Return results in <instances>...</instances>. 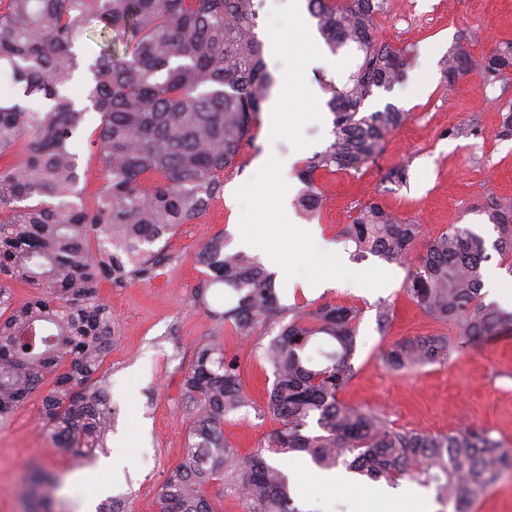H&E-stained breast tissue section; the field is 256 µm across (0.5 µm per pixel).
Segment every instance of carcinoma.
I'll use <instances>...</instances> for the list:
<instances>
[{"mask_svg": "<svg viewBox=\"0 0 512 512\" xmlns=\"http://www.w3.org/2000/svg\"><path fill=\"white\" fill-rule=\"evenodd\" d=\"M385 4L309 0L325 44L354 52L357 66L340 83L324 81L333 140L297 172L296 203L308 215L324 204L318 174L376 161L408 119L390 104L364 109L376 90L405 74L406 54L376 37L375 15ZM257 18L255 0H0V77L18 89L0 99V416L52 375L40 409L45 427L81 456L105 447L111 409L100 371L117 323L99 290L105 282L121 288L153 279L165 254L152 246L202 215L239 168L273 82ZM86 33L98 37V51L81 59L76 49ZM444 64L450 89L468 75L494 84L512 70V42L477 57L459 44ZM94 116L88 145L103 185L88 208L79 188L82 137ZM478 208L497 233L494 249L511 257L512 198L489 196ZM339 238L360 259H414L408 296L432 320L455 325L464 343L512 331V312L484 302L483 263L491 255L471 230L454 227L423 241L419 225L369 202ZM199 259L211 275L196 300L207 303L212 286L228 290L215 320L242 337L278 330L264 347L274 382L260 407L237 355L217 337L197 347L181 383L192 441L156 493L160 512H215L208 492L215 480L240 512H300L287 475L266 452L392 486L403 479L432 485L453 512H473L512 470V448L490 429H401L338 400L355 373L357 307L282 303L258 258L226 249L221 235L203 242ZM11 282L35 295L13 307ZM450 355L448 338L432 336L396 343L381 360L409 373ZM250 409L277 427L244 455L223 428ZM57 488V479H39L34 512H55Z\"/></svg>", "mask_w": 512, "mask_h": 512, "instance_id": "cac0c4a2", "label": "carcinoma"}]
</instances>
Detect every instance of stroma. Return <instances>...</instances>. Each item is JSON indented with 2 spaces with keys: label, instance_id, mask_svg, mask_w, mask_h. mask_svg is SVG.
I'll use <instances>...</instances> for the list:
<instances>
[{
  "label": "stroma",
  "instance_id": "1",
  "mask_svg": "<svg viewBox=\"0 0 512 512\" xmlns=\"http://www.w3.org/2000/svg\"><path fill=\"white\" fill-rule=\"evenodd\" d=\"M375 24L383 42L414 48L415 55L404 80L378 90L365 108L375 111L390 104L408 112L409 118L387 137L375 162L356 172L338 171L319 179L326 202L320 216L310 221L347 256L352 249L339 241L338 232L349 223L356 205L371 200L419 225L424 236L456 225L493 243L496 233L476 206L490 195L512 196V139L499 134V112L512 102V85H485L469 76L451 92L441 62L460 42L478 55L495 43L512 41V0H386ZM356 65L348 50H323L307 71L310 88L318 96L316 110L291 101L281 131L271 134L264 124H257L240 155L238 172L224 182L223 194L198 219L179 226L168 241V260L158 276L122 288L106 283L100 290L119 330L103 366L112 410L106 451L118 457L122 472L112 494L128 500L134 512H156V491L182 456L189 420L180 387L200 344L217 337L238 354L245 386L257 402H264L272 387L273 370L262 357L270 334L259 330L245 342L230 325L213 320L210 312L221 308L222 289H211L206 305L195 302L206 279L197 254L212 235L224 236L230 248H238L240 216L266 210V195L252 186L258 157L273 160L290 154L303 160L331 143L333 115L322 82L342 80ZM456 128L471 129L472 134L453 137ZM402 165L410 172L404 187L387 179L390 170ZM270 179L288 201L290 221L257 224L253 231L260 239L273 236V248L284 252L296 227L308 221L295 204L302 185L292 168L271 169ZM368 268L389 272V280L380 287H358L354 272ZM410 268L407 262L369 256L337 272L330 287L305 295L279 275L275 288L287 305L329 301L361 309L356 372L339 393L341 402L379 409L394 427L432 434L475 424L491 429L512 448V334L469 346L448 363L411 373L395 374L383 367L380 355L395 342L437 335L454 343L459 340L455 326L435 322L408 297ZM382 301L394 310L384 329L376 321V306ZM46 392V387H38L11 417L0 419V512H26L27 479L39 467L52 470L59 479V512H78L82 501L96 493L97 460L75 459L38 421ZM275 426L269 417L252 412L225 423L224 436L247 453ZM283 467L300 512H369L368 497L373 493L395 498V512L444 509L434 487L409 480L391 489L385 482L355 476L352 490L335 492L316 482L318 468L303 457L289 456Z\"/></svg>",
  "mask_w": 512,
  "mask_h": 512
}]
</instances>
